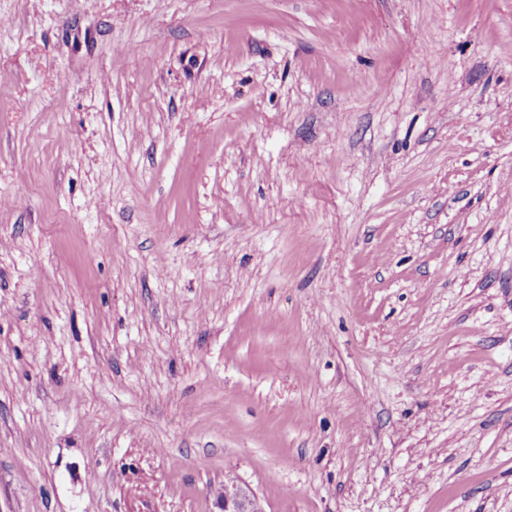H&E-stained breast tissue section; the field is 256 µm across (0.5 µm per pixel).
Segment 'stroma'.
Wrapping results in <instances>:
<instances>
[{"label": "stroma", "mask_w": 512, "mask_h": 512, "mask_svg": "<svg viewBox=\"0 0 512 512\" xmlns=\"http://www.w3.org/2000/svg\"><path fill=\"white\" fill-rule=\"evenodd\" d=\"M512 512V0H0V512ZM218 512H265L257 496L237 481L226 483L217 497Z\"/></svg>", "instance_id": "obj_1"}]
</instances>
